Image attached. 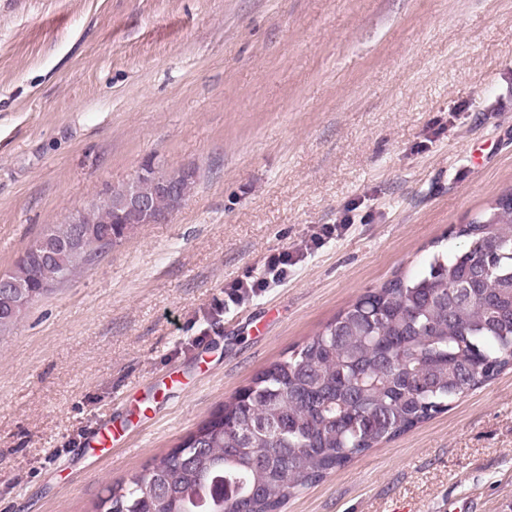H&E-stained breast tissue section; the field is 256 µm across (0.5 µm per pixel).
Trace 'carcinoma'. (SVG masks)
Here are the masks:
<instances>
[{"mask_svg":"<svg viewBox=\"0 0 512 512\" xmlns=\"http://www.w3.org/2000/svg\"><path fill=\"white\" fill-rule=\"evenodd\" d=\"M160 211L170 199L139 182ZM110 190L84 221L111 233L9 272L0 331L13 296L30 305L123 240ZM463 250L434 254L340 312L287 359L271 364L182 443L121 484L93 512H278L292 497L384 441L448 410L512 367V188L453 230ZM234 499L221 497L225 484Z\"/></svg>","mask_w":512,"mask_h":512,"instance_id":"1","label":"carcinoma"}]
</instances>
